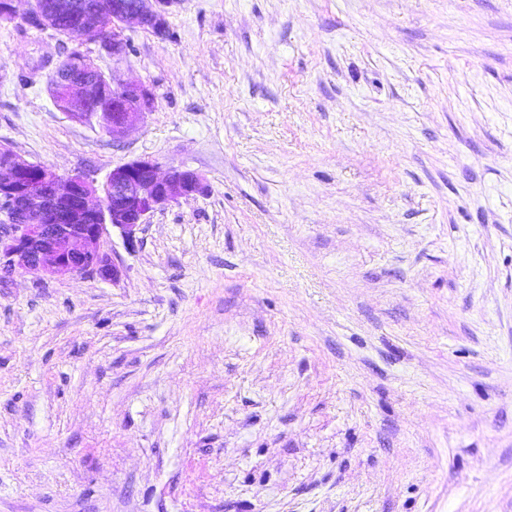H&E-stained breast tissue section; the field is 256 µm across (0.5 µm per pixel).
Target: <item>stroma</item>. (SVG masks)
I'll return each instance as SVG.
<instances>
[{
  "label": "stroma",
  "instance_id": "stroma-1",
  "mask_svg": "<svg viewBox=\"0 0 512 512\" xmlns=\"http://www.w3.org/2000/svg\"><path fill=\"white\" fill-rule=\"evenodd\" d=\"M0 22V145L202 193L119 280L0 277V512H512V0H176ZM153 94L115 140L41 57ZM44 8H49L55 14L59 27L63 28L62 34L68 38L77 37L73 34L75 22L85 11L90 10L97 3V0H40ZM131 1V2H130ZM156 8H149L147 0H109L112 3V13L105 4L98 5L95 9L88 11L78 25V39L83 42L99 43L106 49V45L112 51V59H120L126 54L128 44L122 35V28L118 23L135 25L143 29L160 31L166 28V8L173 0H154ZM36 16L43 26L57 28L56 20L52 15L43 12L37 1H33L31 9L26 13L24 19ZM112 16V27L115 35H112V44L107 39L109 19Z\"/></svg>",
  "mask_w": 512,
  "mask_h": 512
}]
</instances>
